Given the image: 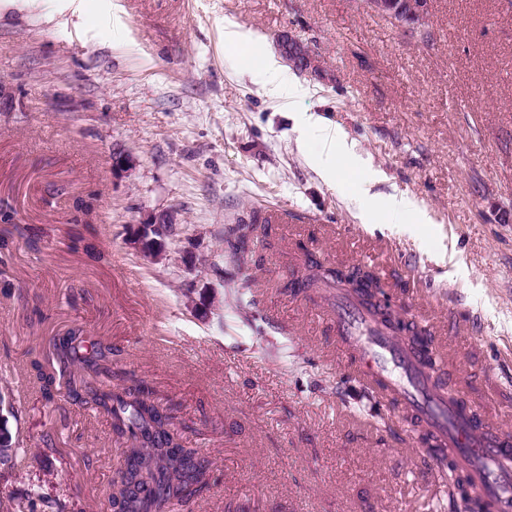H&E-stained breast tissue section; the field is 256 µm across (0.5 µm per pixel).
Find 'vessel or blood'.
<instances>
[{"label": "vessel or blood", "mask_w": 512, "mask_h": 512, "mask_svg": "<svg viewBox=\"0 0 512 512\" xmlns=\"http://www.w3.org/2000/svg\"><path fill=\"white\" fill-rule=\"evenodd\" d=\"M327 312L337 338L358 347L355 374L378 385L382 397H398L431 426L437 444L453 448L479 480L491 512H512V435L473 411L435 396L423 369L395 333L377 326L350 289L327 293Z\"/></svg>", "instance_id": "b4317fda"}]
</instances>
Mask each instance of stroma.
Here are the masks:
<instances>
[{"mask_svg":"<svg viewBox=\"0 0 512 512\" xmlns=\"http://www.w3.org/2000/svg\"><path fill=\"white\" fill-rule=\"evenodd\" d=\"M229 22L257 35L248 53L225 49ZM284 35L313 66L292 72L306 94L272 97L255 64ZM0 77V207L42 230L0 278V390L19 446L0 499L110 512L121 452L108 419L46 401L30 372L79 328L211 460L209 489L174 512L230 499L245 512H448L402 411L350 372L292 270L311 251L390 281L450 382L512 429V0H428L414 30L366 0H0ZM312 113L352 157L329 153ZM78 190L99 198L91 223L74 221ZM394 197L428 223L394 218ZM271 206L297 221L252 245L247 307L224 228ZM163 212L177 223L164 252L135 249ZM311 128L325 141L329 148L338 149L341 152H351L350 145L344 139L340 129L333 127L324 117L310 115L307 118Z\"/></svg>","mask_w":512,"mask_h":512,"instance_id":"35a3bbf8","label":"stroma"}]
</instances>
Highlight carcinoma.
I'll list each match as a JSON object with an SVG mask.
<instances>
[{"label":"carcinoma","mask_w":512,"mask_h":512,"mask_svg":"<svg viewBox=\"0 0 512 512\" xmlns=\"http://www.w3.org/2000/svg\"><path fill=\"white\" fill-rule=\"evenodd\" d=\"M268 235L264 213L252 210L225 229V253L239 262L251 244ZM304 270L301 287L306 290L317 291L336 283V271L311 255L306 257ZM350 277L355 282L368 280V285L356 292L377 321L384 325L400 323L393 314L377 310L373 299L378 293V280L371 273L357 269ZM405 329L408 335L402 340L414 349L429 351L432 339L425 330L415 323ZM53 357V367L38 358L30 362L44 398L50 402L58 395L56 376L68 377L65 398L109 418L112 433L127 444L109 495L112 512H170L174 505L186 504L209 488V460L199 456L196 449L183 446L173 415L155 402L145 381L113 368L110 346L76 329L54 341ZM429 366L434 388L452 397L458 395L453 385L445 382L438 361L430 360ZM12 415L13 406L0 398V465L7 470L15 466L16 459V441L9 424ZM428 452L439 468L441 483H448V469H458L456 464L448 466V449L432 447Z\"/></svg>","instance_id":"cac0c4a2"}]
</instances>
